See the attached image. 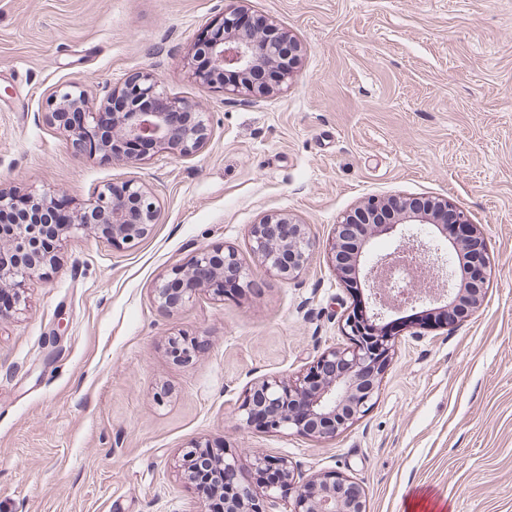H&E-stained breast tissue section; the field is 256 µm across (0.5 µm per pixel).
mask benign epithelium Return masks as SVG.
Segmentation results:
<instances>
[{
    "label": "benign epithelium",
    "mask_w": 512,
    "mask_h": 512,
    "mask_svg": "<svg viewBox=\"0 0 512 512\" xmlns=\"http://www.w3.org/2000/svg\"><path fill=\"white\" fill-rule=\"evenodd\" d=\"M241 6H230L212 21L192 45L188 62L192 78L200 85L217 89L233 99L251 101L288 88L301 60V44L276 20L265 17L263 25L245 29L239 17ZM117 101L123 109L112 113V126L100 132V113ZM81 110L84 124L74 130L65 115ZM48 124L67 134L78 152L86 157L101 155L117 163L146 161L152 153L133 156L124 152L127 144L145 142L153 153L191 156L204 148L210 129L198 102L171 97L161 89L156 74L141 71L109 91L99 101L98 111L89 107L80 84L53 91L48 98ZM56 196L28 192L22 196L0 191V288L15 291L24 287L41 267L55 262L57 254H43L41 240L54 234L59 250L71 234L94 228L115 247L147 237L159 217L158 206L145 186L134 180L99 191L94 204L75 211L70 223H51ZM425 224L433 246L421 233L403 228ZM398 234V244L388 253L373 250V241L383 234ZM252 252L266 272L284 282L297 277L308 264L315 248L306 227L288 213L270 214L251 226ZM468 249L478 264L474 282L464 287L454 282L451 257L458 247ZM326 251L336 277L353 292L370 291L367 312L343 314L342 327L349 340L343 348L322 352L305 371L288 379L264 376L256 381L238 407L239 425L266 433L293 432L317 439L334 438L364 417L378 397L393 340L384 333V322L393 314L423 297L442 302V308L456 310L446 323L433 317L431 328H445L473 317L484 302L490 280L491 260L480 225L467 211L441 199L411 198L389 219L384 218L383 201L369 199L344 214L335 225ZM448 264V283L432 287L424 270L438 262ZM414 267L408 283L395 278L397 271ZM197 289L216 297L232 289L243 294L256 287L252 272L238 253L226 247H202L188 264L175 267L155 288L163 306L174 307L193 297L183 287L190 278ZM170 354L179 363L196 357V345L184 337L169 342ZM217 456L213 477L219 479L239 467L237 456L226 442L199 441L187 447L183 471L192 478L194 461ZM251 468L262 472L278 470L288 484L297 482L290 512H366L362 487L349 477L330 472L297 479L288 459L255 453ZM281 489L264 484L256 489L240 484L224 490V512H266L265 502Z\"/></svg>",
    "instance_id": "benign-epithelium-1"
}]
</instances>
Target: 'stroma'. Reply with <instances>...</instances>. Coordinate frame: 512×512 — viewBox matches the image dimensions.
<instances>
[{
    "instance_id": "obj_1",
    "label": "stroma",
    "mask_w": 512,
    "mask_h": 512,
    "mask_svg": "<svg viewBox=\"0 0 512 512\" xmlns=\"http://www.w3.org/2000/svg\"><path fill=\"white\" fill-rule=\"evenodd\" d=\"M226 0H0V188L88 206L135 179L153 232L114 248L78 231L0 318V512H205L179 471L189 443L225 441L254 483L255 452L300 477L337 471L367 512H512V0H247L302 43L287 92L225 99L184 60ZM199 102L197 154L143 164L79 156L47 125L48 95L90 103L141 71ZM440 197L480 224L492 273L465 323L404 318L371 410L332 439L239 427L259 377H289L346 345L356 298L325 245L370 197ZM286 212L315 243L294 280L176 308L154 290L205 246L257 261L249 229ZM198 352L181 364L174 336Z\"/></svg>"
}]
</instances>
